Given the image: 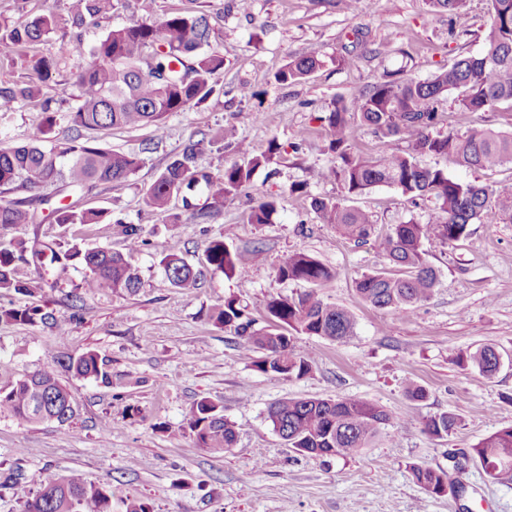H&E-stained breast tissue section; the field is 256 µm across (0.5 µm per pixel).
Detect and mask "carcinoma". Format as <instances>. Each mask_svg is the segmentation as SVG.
Wrapping results in <instances>:
<instances>
[{"label": "carcinoma", "mask_w": 512, "mask_h": 512, "mask_svg": "<svg viewBox=\"0 0 512 512\" xmlns=\"http://www.w3.org/2000/svg\"><path fill=\"white\" fill-rule=\"evenodd\" d=\"M466 0H429L431 7L448 16L461 13ZM490 24L484 48L477 56H465L432 78L418 80L409 74L387 73L357 96L338 99L322 117L329 135L330 164L320 177L339 183L346 196H358L377 186H394L411 200L430 197L438 208L437 217L423 224L409 221L396 224L388 232H376L372 216L366 210L348 206L340 200L313 197L310 208L323 224H333L345 237L365 244L374 242L395 268V272L374 271L355 281L361 301L382 310L409 315L417 304L428 300L438 283L435 269L429 265L426 244H453L468 235V226L484 220L512 223V185L476 184L448 175L438 167H423L425 155L453 154L468 168L496 171L512 166V133L476 127L467 123L470 114L487 111L497 104L512 102V0H488ZM119 0H66L64 13L45 10L0 29V44L31 47L46 41L60 30L70 36L66 54L78 56L83 63L70 79L61 78L64 57L56 53H34L31 76L25 83L0 85V112H13L22 103L34 101L44 87L56 94L75 97V106L65 114L69 134L62 140L49 137L58 117L43 103L44 118L21 145L0 142V187L6 191L24 188L53 193L40 194L35 200L47 206L57 224H101L108 212L101 208H83L78 202L65 204L56 196H69L91 184H121L140 168L137 154L114 151L92 136L94 132L117 128L150 127L157 132L169 116L183 112L209 97L213 76L224 70V56L209 50L210 26L207 17L192 11L165 14L159 18L131 21L110 29L90 51H85L80 30L97 18L116 9ZM323 61L302 56L289 61L275 74L279 84L304 79ZM454 95L464 133H442L438 103L441 96ZM360 123L372 128L381 138H397L406 143L401 152L378 157L354 149L353 129ZM247 158L233 163L224 173L211 176L198 167L201 141L189 140L180 156L168 163L144 190L146 204L166 213L173 196L187 190L204 188L211 207L224 205V198L247 188L254 171L269 164L279 153L271 141L259 155L240 141L232 126L211 136ZM31 201L0 199V227L29 224ZM278 200L263 198L249 214L252 224H266L276 211ZM161 264L172 287L191 288L197 273L178 254L161 250ZM68 257L85 266L88 274L81 284L89 296L132 294L140 278L124 255L109 249L71 250ZM26 261L21 244L0 245V292H18L31 296L45 291L43 283L22 281L16 276L17 263ZM206 261L226 275L241 274L251 262L246 251H232L222 240H213L206 249ZM334 277L331 268L312 256L297 252L277 269L280 280L304 281L321 286ZM268 325L252 329L253 320L244 319L237 300H224L214 315V324L234 329L247 350L263 356L256 367L264 372L300 378L312 368L310 357L295 349L288 331L343 341L354 334L356 320L343 305L326 303L313 292L297 297L272 298L266 302ZM0 320L20 324L51 325L64 332L53 312L39 305L18 308L0 307ZM495 347L484 345L466 353L465 362L488 376L495 371L491 362ZM75 374L110 383L106 361L94 351L68 358ZM0 413L36 424L55 417L64 425L75 415V402L60 384L54 370L43 368L7 388H0ZM274 429L290 448L314 458L352 457L369 447L386 431V411L368 401L352 397L289 398L268 411ZM459 418L451 412L431 416L425 430L442 437L457 427ZM188 425L198 446L214 453L232 448L237 430L224 419L217 404L200 400L193 405ZM471 457L486 476L496 483H512V426L503 427L472 448ZM413 480L432 494L448 489V474L420 465L410 467ZM38 488L24 505V512H112V495L89 483L77 472L62 475L42 473Z\"/></svg>", "instance_id": "obj_1"}]
</instances>
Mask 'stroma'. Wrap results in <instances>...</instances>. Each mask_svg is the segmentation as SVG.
I'll list each match as a JSON object with an SVG mask.
<instances>
[{
    "label": "stroma",
    "mask_w": 512,
    "mask_h": 512,
    "mask_svg": "<svg viewBox=\"0 0 512 512\" xmlns=\"http://www.w3.org/2000/svg\"><path fill=\"white\" fill-rule=\"evenodd\" d=\"M190 7L207 15L210 47L224 57L215 77L221 91L171 115L161 135L149 128L103 135L105 146L143 160L127 182L93 185L80 195L81 206L110 211L112 223L55 224L39 209L33 223L0 228L2 244L22 242L31 252L50 248L59 255L50 266L32 256L18 266L26 281L50 273L58 282L55 291L45 298L0 295V306L44 303L67 327L62 335L41 324L0 321V388L55 365L60 356L89 350L106 359L112 377L106 385L59 369L77 407L68 424H23L0 415V512H23L47 470L74 471L105 486L112 512H126L133 501L148 512H512V484L491 482L469 458L481 439L512 425V224L476 223L464 240L431 246L428 261L438 284L401 318L362 302L355 292L362 274L387 268L379 249L345 239L309 206L311 197L342 195L339 184L318 176L331 159L322 118L336 99L358 95L388 71L404 69L424 80L460 57L480 54L490 23L488 0H467L453 18L431 12L426 0H361L354 14L342 0H123L84 30L83 42L89 47L112 27ZM357 30L363 33L359 43ZM349 49L360 56L356 67L336 66V54ZM306 55L321 57L323 67L301 81L276 83L282 66ZM242 86L256 90V98H241ZM227 125L254 153L272 140L281 146L272 163L255 171L249 194L226 198L202 224L192 221L194 206L205 202L201 196L188 203L174 196L166 214L149 208L145 188L188 139ZM300 183L306 195L291 193ZM268 195L279 199L270 223H250L252 207ZM353 203L372 213L381 232L411 220L427 222L435 212L434 199L414 204L389 186ZM128 223L139 225L147 241L131 253L139 290L84 296V269L66 252L74 246L125 251ZM216 238L229 249L252 251L244 273L227 276L207 264L205 250ZM164 248L198 270L195 287L171 288L160 265ZM297 252L334 270L317 293L348 306L356 327L341 344L295 335L312 369L288 378L259 371L258 353L245 350L233 329L215 326L209 315L233 297L256 327L265 326L268 298L309 288L276 276ZM481 344L503 355L496 374L459 364L462 354ZM410 380L426 389V399L407 397ZM338 396L372 401L390 416L388 435L347 460L297 453L267 417L283 399ZM202 399L217 403L236 426L230 451L198 447L186 417ZM443 412L456 414L460 423L438 438L424 422ZM413 464L447 471V492L436 495L418 485L409 470Z\"/></svg>",
    "instance_id": "obj_1"
}]
</instances>
